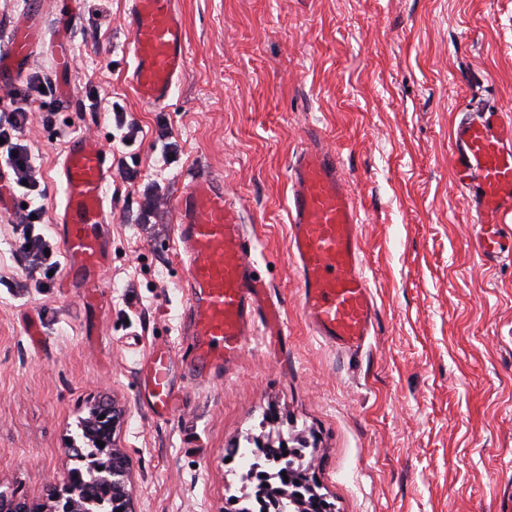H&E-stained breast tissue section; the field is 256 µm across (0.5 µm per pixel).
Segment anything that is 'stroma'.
Wrapping results in <instances>:
<instances>
[{
  "label": "stroma",
  "instance_id": "1",
  "mask_svg": "<svg viewBox=\"0 0 512 512\" xmlns=\"http://www.w3.org/2000/svg\"><path fill=\"white\" fill-rule=\"evenodd\" d=\"M178 3L189 62L155 107L129 81V0H104L94 33L87 0H0V36L23 10L38 23L21 80L44 87L24 137L38 183L0 205V485L44 502L79 423L113 403L135 512H226L245 489L231 450L258 435L304 436L335 512H512V261L473 252L476 214L450 149L458 113L512 102V0ZM116 105L138 127L126 145L108 139ZM79 134L113 171L107 291L92 306L63 283L55 222L58 165ZM313 134L336 151L361 220L376 320L355 352L311 333L289 249L288 164ZM203 175L244 207L287 331L272 348L255 328L223 375L177 373L179 405L160 421L138 367L155 345L178 355L190 341L174 203ZM27 204L44 210L49 276L27 277L17 252ZM30 315L42 343L26 334Z\"/></svg>",
  "mask_w": 512,
  "mask_h": 512
}]
</instances>
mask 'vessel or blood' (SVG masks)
Listing matches in <instances>:
<instances>
[{
    "instance_id": "vessel-or-blood-1",
    "label": "vessel or blood",
    "mask_w": 512,
    "mask_h": 512,
    "mask_svg": "<svg viewBox=\"0 0 512 512\" xmlns=\"http://www.w3.org/2000/svg\"><path fill=\"white\" fill-rule=\"evenodd\" d=\"M128 28L134 91L147 104L163 105L187 62L177 0H132ZM36 38L35 29L18 25L0 40L1 83L11 81ZM451 144L455 184L477 216L474 250L488 262L511 260L512 234L504 225L512 216V124L502 109L489 107L461 119ZM58 175L64 273L85 298L97 299L105 292L104 232L111 218L105 187L112 165L99 144L77 136L65 148ZM288 180L289 248L307 322L327 343L357 350L371 334L376 305L361 268L358 209L336 152L310 141L291 160ZM175 212L191 336L181 357L187 371L220 372L238 361L255 325L279 336L286 324L269 285L256 275L243 210L223 181L193 178L177 196ZM174 359L169 348L159 347L140 366L151 414L159 420L171 416L177 396Z\"/></svg>"
}]
</instances>
